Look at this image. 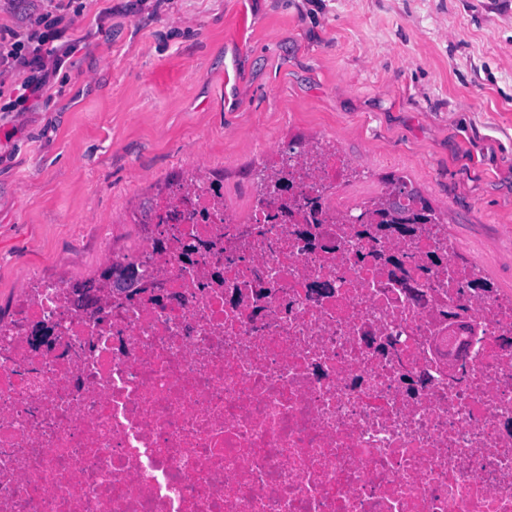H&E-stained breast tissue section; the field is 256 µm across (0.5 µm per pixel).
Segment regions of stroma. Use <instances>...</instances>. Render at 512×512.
<instances>
[{"mask_svg":"<svg viewBox=\"0 0 512 512\" xmlns=\"http://www.w3.org/2000/svg\"><path fill=\"white\" fill-rule=\"evenodd\" d=\"M74 33L64 94L0 112V317L28 270L96 284L193 167L233 200L258 142L321 137L512 291V0H88Z\"/></svg>","mask_w":512,"mask_h":512,"instance_id":"obj_1","label":"stroma"}]
</instances>
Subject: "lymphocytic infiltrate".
<instances>
[{
	"label": "lymphocytic infiltrate",
	"instance_id": "lymphocytic-infiltrate-1",
	"mask_svg": "<svg viewBox=\"0 0 512 512\" xmlns=\"http://www.w3.org/2000/svg\"><path fill=\"white\" fill-rule=\"evenodd\" d=\"M76 14L69 0L32 9L21 29H0V99L8 112H29L63 93L59 72L79 51L71 38Z\"/></svg>",
	"mask_w": 512,
	"mask_h": 512
}]
</instances>
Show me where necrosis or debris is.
Segmentation results:
<instances>
[{
  "label": "necrosis or debris",
  "mask_w": 512,
  "mask_h": 512,
  "mask_svg": "<svg viewBox=\"0 0 512 512\" xmlns=\"http://www.w3.org/2000/svg\"><path fill=\"white\" fill-rule=\"evenodd\" d=\"M273 171L136 203L123 299L28 273L0 512H512V294L443 225L377 231L329 143Z\"/></svg>",
  "instance_id": "1"
}]
</instances>
